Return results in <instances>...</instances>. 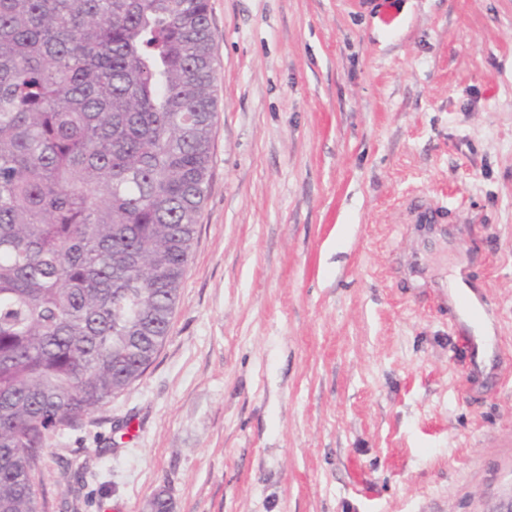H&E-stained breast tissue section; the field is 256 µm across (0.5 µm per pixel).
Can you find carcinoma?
Here are the masks:
<instances>
[{
	"label": "carcinoma",
	"mask_w": 512,
	"mask_h": 512,
	"mask_svg": "<svg viewBox=\"0 0 512 512\" xmlns=\"http://www.w3.org/2000/svg\"><path fill=\"white\" fill-rule=\"evenodd\" d=\"M215 82L209 0H0V512L166 339Z\"/></svg>",
	"instance_id": "carcinoma-1"
}]
</instances>
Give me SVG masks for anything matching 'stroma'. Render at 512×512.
I'll use <instances>...</instances> for the list:
<instances>
[{
	"label": "stroma",
	"instance_id": "35a3bbf8",
	"mask_svg": "<svg viewBox=\"0 0 512 512\" xmlns=\"http://www.w3.org/2000/svg\"><path fill=\"white\" fill-rule=\"evenodd\" d=\"M209 5L180 299L132 389L51 439L47 512H512V0Z\"/></svg>",
	"mask_w": 512,
	"mask_h": 512
}]
</instances>
